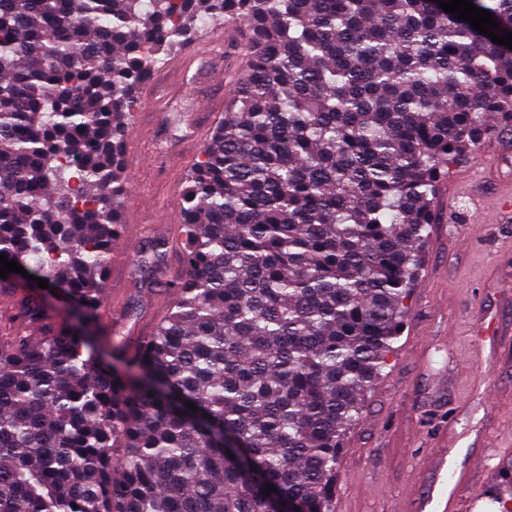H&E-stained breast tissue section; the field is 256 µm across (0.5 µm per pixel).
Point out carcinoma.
Here are the masks:
<instances>
[{
	"label": "carcinoma",
	"mask_w": 512,
	"mask_h": 512,
	"mask_svg": "<svg viewBox=\"0 0 512 512\" xmlns=\"http://www.w3.org/2000/svg\"><path fill=\"white\" fill-rule=\"evenodd\" d=\"M470 2L512 32V0ZM205 20L246 65L182 189L170 308L110 364L131 112ZM497 131L512 49L435 0H0V254L49 284L16 277L0 336V512H336L440 182ZM491 494L512 512V460Z\"/></svg>",
	"instance_id": "1"
}]
</instances>
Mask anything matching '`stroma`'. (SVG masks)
<instances>
[{
  "mask_svg": "<svg viewBox=\"0 0 512 512\" xmlns=\"http://www.w3.org/2000/svg\"><path fill=\"white\" fill-rule=\"evenodd\" d=\"M242 64L241 55L217 53L186 74L164 65L154 71L156 100L134 112L123 161L141 151L181 164L173 176L143 170L139 190L128 191L118 247L130 260L154 237L179 242V194L202 149L189 133L202 122V107L223 115L232 93L226 75ZM467 167V190L454 169L439 186L397 352L345 438L336 497L348 512H405L418 461L448 426L461 435L455 468L469 467L473 449L512 436V219L488 207L512 187V133L487 141ZM105 294L97 336L109 358L120 338L149 335L173 299L165 285L146 288L130 261L109 266ZM486 304L500 323L498 349L487 357L472 342Z\"/></svg>",
  "mask_w": 512,
  "mask_h": 512,
  "instance_id": "1",
  "label": "stroma"
}]
</instances>
